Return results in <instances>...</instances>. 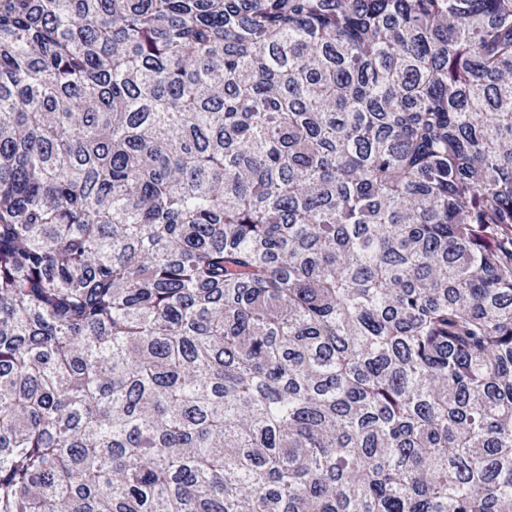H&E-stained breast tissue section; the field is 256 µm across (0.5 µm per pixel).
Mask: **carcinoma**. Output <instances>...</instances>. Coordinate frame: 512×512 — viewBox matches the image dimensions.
<instances>
[{"instance_id":"obj_1","label":"carcinoma","mask_w":512,"mask_h":512,"mask_svg":"<svg viewBox=\"0 0 512 512\" xmlns=\"http://www.w3.org/2000/svg\"><path fill=\"white\" fill-rule=\"evenodd\" d=\"M512 0H0V512H512Z\"/></svg>"}]
</instances>
